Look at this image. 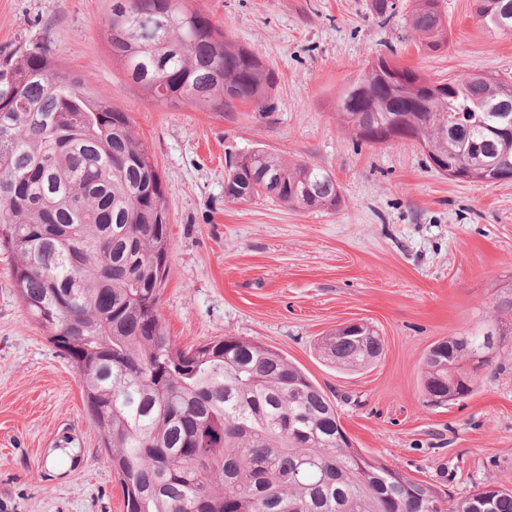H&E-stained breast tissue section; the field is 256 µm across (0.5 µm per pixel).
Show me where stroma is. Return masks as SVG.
Wrapping results in <instances>:
<instances>
[{
  "label": "stroma",
  "instance_id": "stroma-1",
  "mask_svg": "<svg viewBox=\"0 0 512 512\" xmlns=\"http://www.w3.org/2000/svg\"><path fill=\"white\" fill-rule=\"evenodd\" d=\"M399 2L384 23L371 0H203L232 41L275 71L266 112L146 98L112 60L106 0H0V49L41 46L88 76L153 153L170 211L159 311L176 344L237 336L278 350L324 389L356 448L457 498L489 480L512 488V335L475 391L444 408L422 401L423 360L438 340L492 327L497 288L512 281V181H455L412 141H358L336 101L389 45L433 82L512 80V32H489L474 0H440L449 46L428 51L409 25L410 0ZM257 147L327 169L340 205L225 203L227 162ZM15 264L1 248L0 512H126L77 371L30 320ZM349 321L385 342L358 372L317 351Z\"/></svg>",
  "mask_w": 512,
  "mask_h": 512
}]
</instances>
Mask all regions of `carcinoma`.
I'll return each instance as SVG.
<instances>
[{
  "label": "carcinoma",
  "mask_w": 512,
  "mask_h": 512,
  "mask_svg": "<svg viewBox=\"0 0 512 512\" xmlns=\"http://www.w3.org/2000/svg\"><path fill=\"white\" fill-rule=\"evenodd\" d=\"M112 59L155 102L207 112L266 109L276 75L230 40L193 0H107ZM488 30L512 0H476ZM392 18L397 0H371ZM439 0L409 15L425 46L448 44ZM380 54L343 91L337 117L357 140L390 127L431 167L467 182L512 173V82L486 74L432 82ZM270 197L292 209L340 204L324 168L255 149L229 162L224 202ZM166 182L129 114L95 96L42 47L0 51V246L18 259L14 282L29 318L78 371L104 462L126 512H512V491L486 482L448 503L433 485L350 444L336 408L277 350L226 336L178 346L166 335L159 292L169 257ZM503 327L432 344L422 393L464 399L480 379L458 364ZM373 328L337 329L319 350L340 369L383 353Z\"/></svg>",
  "instance_id": "cac0c4a2"
}]
</instances>
